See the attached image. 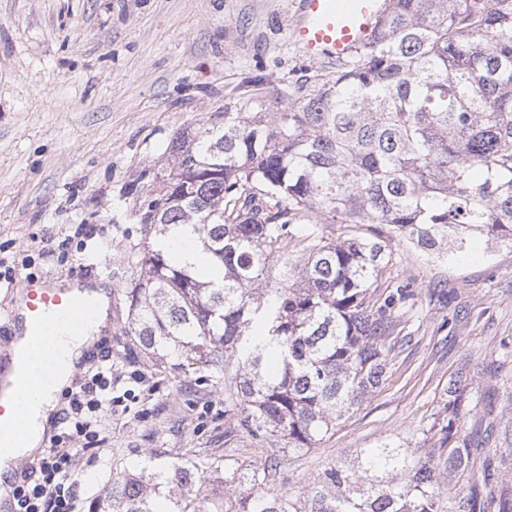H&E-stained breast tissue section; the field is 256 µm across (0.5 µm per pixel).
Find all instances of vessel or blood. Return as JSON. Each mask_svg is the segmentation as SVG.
<instances>
[{"mask_svg":"<svg viewBox=\"0 0 512 512\" xmlns=\"http://www.w3.org/2000/svg\"><path fill=\"white\" fill-rule=\"evenodd\" d=\"M384 0H297L296 20L290 37L302 55L314 62H333L350 56L374 36L383 15ZM89 276L79 277L75 287L64 288L48 278H23L17 290L23 312H9L0 321V449L25 440L18 428V402L27 387L48 380L45 372H29L17 364L14 350L22 336L50 337L60 326L79 324L92 306L83 290ZM45 434L39 448L21 457L8 475L0 474V512H16L14 490L29 479L51 446Z\"/></svg>","mask_w":512,"mask_h":512,"instance_id":"obj_1","label":"vessel or blood"}]
</instances>
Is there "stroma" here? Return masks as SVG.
Listing matches in <instances>:
<instances>
[{"instance_id": "35a3bbf8", "label": "stroma", "mask_w": 512, "mask_h": 512, "mask_svg": "<svg viewBox=\"0 0 512 512\" xmlns=\"http://www.w3.org/2000/svg\"><path fill=\"white\" fill-rule=\"evenodd\" d=\"M296 0H0V315L26 277L110 279L112 337L127 322L124 294L143 246L136 212L172 139L215 113L283 109L282 82L316 70L290 39ZM265 77V84L252 80ZM403 285L390 381L313 448L278 455L241 434L224 440L223 380L147 372L113 347L122 402L103 413L112 453L80 463L82 500L149 457L276 456L274 489L306 496L329 464L383 441L425 447L449 377L464 363L497 365L473 381L512 420V245L473 240L437 261L409 245L378 282ZM134 399H125L126 391Z\"/></svg>"}]
</instances>
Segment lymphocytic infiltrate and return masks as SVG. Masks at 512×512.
Instances as JSON below:
<instances>
[{
	"instance_id": "1",
	"label": "lymphocytic infiltrate",
	"mask_w": 512,
	"mask_h": 512,
	"mask_svg": "<svg viewBox=\"0 0 512 512\" xmlns=\"http://www.w3.org/2000/svg\"><path fill=\"white\" fill-rule=\"evenodd\" d=\"M112 402V357L107 354L69 393L61 432L36 477L14 490L17 512H77L79 485L72 475L80 460L111 454V437L97 415L111 410Z\"/></svg>"
}]
</instances>
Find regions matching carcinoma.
<instances>
[{"mask_svg": "<svg viewBox=\"0 0 512 512\" xmlns=\"http://www.w3.org/2000/svg\"><path fill=\"white\" fill-rule=\"evenodd\" d=\"M386 2L371 41L289 83L283 111L179 132L139 209L125 339L200 382L231 378L226 442L312 448L387 383L410 298L377 292L393 247L442 258L477 236L512 244V0ZM320 224L372 228L338 239ZM178 226L206 269L159 246ZM470 390L462 373L448 381L430 447L364 448L303 499L271 488L274 459L181 457L113 478L89 512H512L490 460L474 471L489 425L458 436ZM466 472L451 493L448 474Z\"/></svg>", "mask_w": 512, "mask_h": 512, "instance_id": "obj_1", "label": "carcinoma"}]
</instances>
